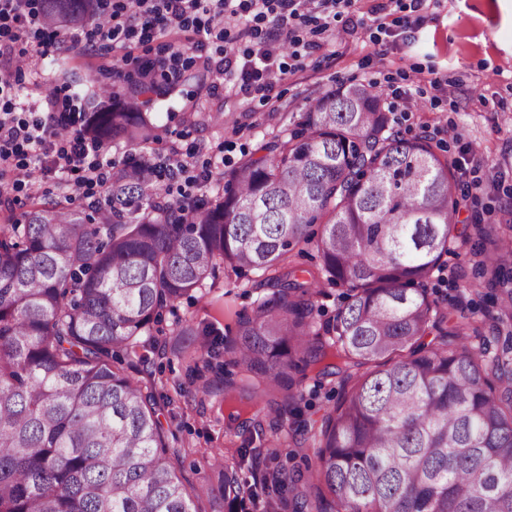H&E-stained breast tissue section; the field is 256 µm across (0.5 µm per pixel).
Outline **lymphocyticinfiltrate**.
Wrapping results in <instances>:
<instances>
[{"instance_id": "lymphocytic-infiltrate-1", "label": "lymphocytic infiltrate", "mask_w": 512, "mask_h": 512, "mask_svg": "<svg viewBox=\"0 0 512 512\" xmlns=\"http://www.w3.org/2000/svg\"><path fill=\"white\" fill-rule=\"evenodd\" d=\"M336 0H113L102 9L93 35L120 43L131 35L151 37L155 29L193 27L194 47L201 50L213 34L223 32L225 15L238 18L242 33L259 38V48L247 51L241 68L248 93L265 92L276 73L273 65L282 45H296L299 25L315 23L327 30L334 21L329 7ZM271 20L273 31L261 35L257 24ZM35 0H0V205H11L13 192L26 186L32 167L50 162L61 174H74L87 195L107 188L112 176V148L85 137L83 117L72 103L39 116L16 112L15 73L35 68L45 44L35 49L20 41L41 23ZM72 128L70 137L56 134L59 125Z\"/></svg>"}]
</instances>
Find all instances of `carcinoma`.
<instances>
[{
	"instance_id": "obj_1",
	"label": "carcinoma",
	"mask_w": 512,
	"mask_h": 512,
	"mask_svg": "<svg viewBox=\"0 0 512 512\" xmlns=\"http://www.w3.org/2000/svg\"><path fill=\"white\" fill-rule=\"evenodd\" d=\"M39 2L54 27L99 8ZM87 95L90 133L130 147L107 195L81 211L61 194L0 224V512H193L156 405L112 350L153 340L160 312L221 266L271 289L238 317L236 365L276 390L288 370L334 358L352 382L312 435L313 476L264 478L293 512H512V347L491 354L512 324V208L458 231L457 159L400 136L369 85L323 94L224 193L182 202L154 184L178 160L147 151L160 140L147 111L166 89L116 108L110 83ZM465 242L496 299L480 319L426 291ZM310 244L316 270L287 263ZM327 286L346 288V305L321 325L313 297ZM245 494L224 466V497Z\"/></svg>"
}]
</instances>
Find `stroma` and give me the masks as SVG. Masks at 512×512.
<instances>
[{"instance_id":"stroma-1","label":"stroma","mask_w":512,"mask_h":512,"mask_svg":"<svg viewBox=\"0 0 512 512\" xmlns=\"http://www.w3.org/2000/svg\"><path fill=\"white\" fill-rule=\"evenodd\" d=\"M336 10L347 28L313 32L301 27L295 55H284V78L274 81L267 97L240 91L236 73L248 38L226 18V37L211 39L209 68L193 63L191 31L161 32L154 40L131 37L111 46L96 37L82 52H68V95L85 97L83 79L110 74L115 59L163 60L181 70L179 91L151 119L164 149L179 154L190 176V194L223 190L244 154L258 143L283 134L300 112L322 93L354 81L385 92L391 124L405 137L431 136L459 161L458 175L471 206L461 218L479 212L491 224L501 223L504 206L512 205V0H425L419 17L400 23L397 0H339ZM49 49L36 73L15 84L20 111L45 112L51 107L53 60ZM449 79L432 88L430 73ZM456 128L449 136L448 128ZM75 207L86 205L82 190L63 187L51 168H44L36 191L22 190L11 210L0 209V223L60 193ZM444 269L427 283L432 298L447 302L465 297L477 315L495 312L485 289L458 277L467 262L465 250L444 256ZM263 291L253 275L217 271L205 288L178 300L164 312L162 331L151 345L118 353L125 372L138 380L144 394L157 401L165 442L173 463L192 487L194 512H262L266 497L228 506L222 491L223 465L235 466L240 478L253 480L267 469L256 451L265 447L281 392L253 393L244 370L229 361L225 344L236 334L237 319L253 314ZM191 325V336L176 335L177 324ZM211 349L200 357L201 349ZM300 396L289 414L288 433L277 463L288 472L309 475L317 459L311 435L324 414L337 405L348 387L342 376L314 378L299 369L289 372Z\"/></svg>"}]
</instances>
